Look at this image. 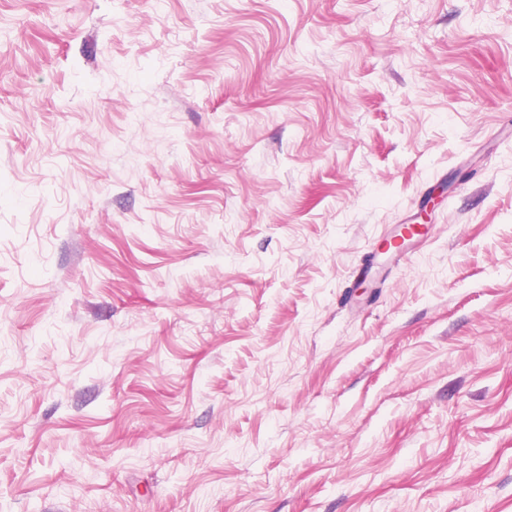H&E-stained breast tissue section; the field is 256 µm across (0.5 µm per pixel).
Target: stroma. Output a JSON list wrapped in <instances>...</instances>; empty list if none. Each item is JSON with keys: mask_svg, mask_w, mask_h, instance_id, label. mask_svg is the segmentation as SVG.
<instances>
[{"mask_svg": "<svg viewBox=\"0 0 512 512\" xmlns=\"http://www.w3.org/2000/svg\"><path fill=\"white\" fill-rule=\"evenodd\" d=\"M0 512H512V0H0Z\"/></svg>", "mask_w": 512, "mask_h": 512, "instance_id": "stroma-1", "label": "stroma"}]
</instances>
